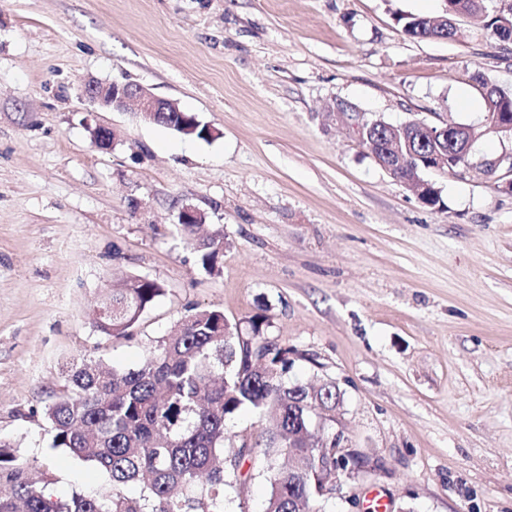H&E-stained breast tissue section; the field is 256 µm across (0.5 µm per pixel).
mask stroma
I'll use <instances>...</instances> for the list:
<instances>
[{"label": "stroma", "instance_id": "35a3bbf8", "mask_svg": "<svg viewBox=\"0 0 512 512\" xmlns=\"http://www.w3.org/2000/svg\"><path fill=\"white\" fill-rule=\"evenodd\" d=\"M443 0H0V440L54 498L110 488L42 415L84 360L139 363L192 309L294 349L291 379L335 381L339 427L371 469L319 512H512V180L482 162L431 174L439 211L362 146L359 118L482 127L476 75L512 91V46L456 20L406 36ZM92 80L151 87L217 130L203 141L88 112ZM111 129L94 146L90 129ZM224 233L221 272L181 236ZM164 293L131 338L94 328L115 278ZM396 20L401 23L404 33L411 37L416 38L420 33L428 32L433 34L436 33V28L430 30L431 18L427 15H412V14H401L396 15Z\"/></svg>", "mask_w": 512, "mask_h": 512}]
</instances>
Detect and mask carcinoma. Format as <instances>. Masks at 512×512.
Listing matches in <instances>:
<instances>
[{
    "label": "carcinoma",
    "mask_w": 512,
    "mask_h": 512,
    "mask_svg": "<svg viewBox=\"0 0 512 512\" xmlns=\"http://www.w3.org/2000/svg\"><path fill=\"white\" fill-rule=\"evenodd\" d=\"M462 14L483 21L496 39L500 19L488 17L479 0H451ZM415 38L430 31L427 15L396 16ZM183 224L181 232L201 267L219 272L224 237L217 230ZM162 286L138 277L121 278L97 307L96 330L114 339L129 338ZM264 318L250 331L224 335L226 318L217 309L194 310L172 334L154 341L144 360L112 371L88 360L52 391L44 414L53 432L52 448H63L104 470L112 489L96 494L72 492L54 499L51 479L32 475L27 462L0 441V512H229L225 487L244 485L239 468L259 455L268 463L269 490L263 512H310L318 495L314 477L280 470L273 459L300 448L334 466L336 434L312 433L308 425L311 385L288 381L294 350L261 336ZM243 410L268 417L273 429L260 440L243 435L225 447L226 420Z\"/></svg>",
    "instance_id": "1"
}]
</instances>
